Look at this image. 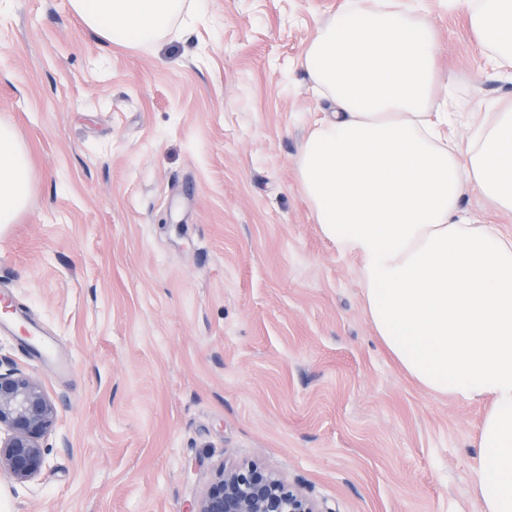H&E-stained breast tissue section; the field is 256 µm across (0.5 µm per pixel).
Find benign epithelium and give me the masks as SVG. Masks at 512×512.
I'll list each match as a JSON object with an SVG mask.
<instances>
[{
    "label": "benign epithelium",
    "instance_id": "1",
    "mask_svg": "<svg viewBox=\"0 0 512 512\" xmlns=\"http://www.w3.org/2000/svg\"><path fill=\"white\" fill-rule=\"evenodd\" d=\"M57 407L35 378L0 371V476L33 481L46 465L42 444ZM193 512H328L297 486L257 463L220 464Z\"/></svg>",
    "mask_w": 512,
    "mask_h": 512
}]
</instances>
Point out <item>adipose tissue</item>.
<instances>
[{"label":"adipose tissue","mask_w":512,"mask_h":512,"mask_svg":"<svg viewBox=\"0 0 512 512\" xmlns=\"http://www.w3.org/2000/svg\"><path fill=\"white\" fill-rule=\"evenodd\" d=\"M483 57L512 76V0H463ZM105 44L142 47L187 0H69ZM300 64L335 106L303 143L297 180L322 234L358 256L380 343L427 390L491 399L470 472L479 512H512V235L461 208L465 187L512 211V103L470 116L460 147L437 103L436 35L418 0H343ZM33 159L0 125V224L25 210Z\"/></svg>","instance_id":"1"}]
</instances>
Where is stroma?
<instances>
[{"label": "stroma", "mask_w": 512, "mask_h": 512, "mask_svg": "<svg viewBox=\"0 0 512 512\" xmlns=\"http://www.w3.org/2000/svg\"><path fill=\"white\" fill-rule=\"evenodd\" d=\"M341 0H204L117 48L69 0H0V121L34 164L0 224V289L53 347L0 330V367L58 410L41 474L0 512H190L224 461L332 512H479L488 401L433 394L373 333L354 255L324 238L297 159L331 107L300 66ZM461 112L512 100L463 8L425 0Z\"/></svg>", "instance_id": "obj_1"}]
</instances>
